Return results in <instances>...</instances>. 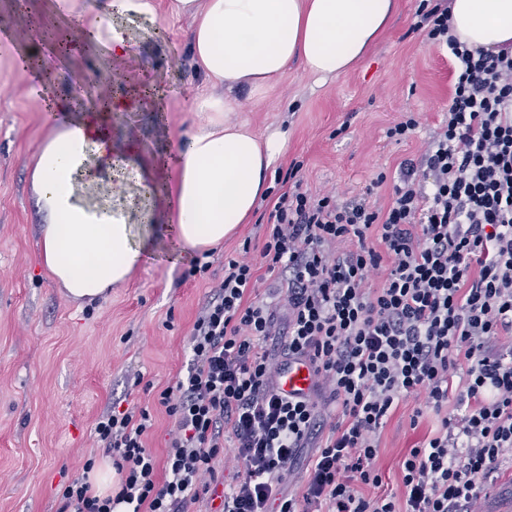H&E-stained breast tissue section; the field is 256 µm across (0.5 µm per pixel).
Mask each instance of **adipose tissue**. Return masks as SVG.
<instances>
[{
  "label": "adipose tissue",
  "mask_w": 512,
  "mask_h": 512,
  "mask_svg": "<svg viewBox=\"0 0 512 512\" xmlns=\"http://www.w3.org/2000/svg\"><path fill=\"white\" fill-rule=\"evenodd\" d=\"M451 25L473 47L512 44V0H450ZM85 51L104 48L122 68L134 47L113 16L155 14L153 0H54ZM186 16L191 64L203 79L189 109L200 121L175 153L143 155L137 138L117 134L114 115L162 108L159 92L107 91L108 108L48 109L50 135L30 180L43 224L41 261L76 300L105 296L154 255L166 230L178 258L218 245L253 213L272 187L288 134L258 135L233 123L230 91L271 88L288 64L301 62L322 79L351 70L395 21L397 0H170ZM134 180L136 197L103 198L105 179Z\"/></svg>",
  "instance_id": "1"
}]
</instances>
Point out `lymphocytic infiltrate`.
<instances>
[{"label":"lymphocytic infiltrate","mask_w":512,"mask_h":512,"mask_svg":"<svg viewBox=\"0 0 512 512\" xmlns=\"http://www.w3.org/2000/svg\"><path fill=\"white\" fill-rule=\"evenodd\" d=\"M415 31L453 64L448 117L399 165L388 206L304 189L301 163L272 201L259 253L224 260L189 334L184 374L159 392L173 425L164 460L149 407L112 410L94 432L119 476L96 492L95 458L60 489L59 512H479L512 459V45L461 43L448 0L420 4ZM305 357L312 394L283 395L277 359ZM423 395L441 429L410 448L400 490L383 487L379 437ZM238 469L220 491L217 461ZM314 447L301 494L282 483Z\"/></svg>","instance_id":"lymphocytic-infiltrate-1"}]
</instances>
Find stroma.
<instances>
[{"label":"stroma","instance_id":"1","mask_svg":"<svg viewBox=\"0 0 512 512\" xmlns=\"http://www.w3.org/2000/svg\"><path fill=\"white\" fill-rule=\"evenodd\" d=\"M155 18L114 16V25L136 48L123 71L146 75L165 93L161 120L122 113L120 130L136 129L145 153L175 146L196 124L190 99L201 84L190 65L187 21L172 18L168 0H156ZM53 0H0V512H58L60 487L97 456L98 470L111 469L94 435L99 417L112 404L151 406L156 418L147 445L164 458L171 421L157 407L158 393L186 370L189 333L213 284L224 276V258L244 238L261 244L259 215L211 251L207 272L175 258L161 237L150 262L114 286L108 298L71 299L40 263L43 235L36 215L30 168L49 134L46 101L29 94L30 77L18 61L31 47L20 24L43 19L49 31L65 33L71 21L55 13ZM420 0H398V17L372 50L350 71L317 80L297 62L289 64L266 93L232 94L231 119L249 121L260 133L288 132V150L276 165L286 175L303 164L305 186L343 200L368 195L389 202V186L372 188L378 173L394 174L405 159H418L445 112L452 92V64L446 51L415 33ZM58 92L94 78L110 84L113 71L104 52L51 54ZM414 113L420 126L405 142L386 136L402 115ZM167 140L155 136L157 126ZM414 399L400 403L380 435L377 466L387 489L399 485V463L416 442L440 426L425 411L410 429Z\"/></svg>","mask_w":512,"mask_h":512}]
</instances>
